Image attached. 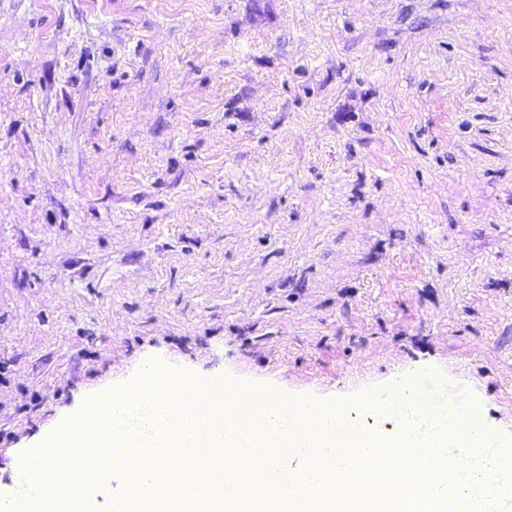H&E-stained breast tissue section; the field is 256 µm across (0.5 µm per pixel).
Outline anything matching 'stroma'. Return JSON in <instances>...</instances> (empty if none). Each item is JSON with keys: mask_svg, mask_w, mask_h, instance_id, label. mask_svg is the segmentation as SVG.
<instances>
[{"mask_svg": "<svg viewBox=\"0 0 512 512\" xmlns=\"http://www.w3.org/2000/svg\"><path fill=\"white\" fill-rule=\"evenodd\" d=\"M151 370L512 443V0H0V502Z\"/></svg>", "mask_w": 512, "mask_h": 512, "instance_id": "35a3bbf8", "label": "stroma"}]
</instances>
